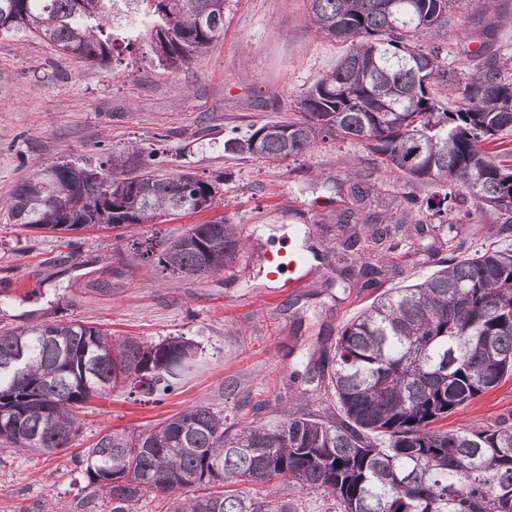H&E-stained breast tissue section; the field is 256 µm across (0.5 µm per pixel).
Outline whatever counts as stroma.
Instances as JSON below:
<instances>
[{
    "instance_id": "1",
    "label": "stroma",
    "mask_w": 512,
    "mask_h": 512,
    "mask_svg": "<svg viewBox=\"0 0 512 512\" xmlns=\"http://www.w3.org/2000/svg\"><path fill=\"white\" fill-rule=\"evenodd\" d=\"M459 76L486 61L512 66V0L490 8L457 0L447 26L427 38ZM344 45L318 31L307 0H228L224 35L178 69L158 64L148 43L117 48L102 66L62 54L36 36L0 33V199L18 181L62 162L98 165L133 144L165 170L218 181L208 211L162 224L80 231L28 229L0 211V333L39 323L85 321L112 335L158 343L183 337L201 354L174 389L141 401L128 389L90 398L69 447L40 456L0 447V512H112L87 488L83 452L113 429L143 431L193 405L236 423L270 410L314 413L323 398L291 381L326 339L377 291L423 281L448 248L440 233L416 235L414 219L392 227L398 244H369L366 263L382 267L377 289L340 277L339 214L353 200L342 187L358 181L406 206L429 186L385 172L361 144L319 140L299 158L240 159L224 141L251 126L296 116L295 105L332 70ZM224 217L244 249L224 272L178 277L145 256L150 244L191 225ZM308 276L296 287L270 280L265 252L305 251ZM512 422V373L453 411L444 426L476 430Z\"/></svg>"
}]
</instances>
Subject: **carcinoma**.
Masks as SVG:
<instances>
[{
  "label": "carcinoma",
  "instance_id": "carcinoma-1",
  "mask_svg": "<svg viewBox=\"0 0 512 512\" xmlns=\"http://www.w3.org/2000/svg\"><path fill=\"white\" fill-rule=\"evenodd\" d=\"M141 29L160 65L177 69L224 34L227 0H140ZM319 33L347 44L332 72L298 103L301 118L271 120L224 151L296 160L318 139L357 141L386 171L432 188L429 218L461 221L471 197L512 224V148L487 146L512 129V81L492 65L450 74L422 45L448 24L456 0H308ZM113 0H0V32L28 31L61 52L107 65ZM456 101L441 106L440 90ZM218 187L141 161L135 146L97 167L63 162L19 181L6 201L23 227L79 230L159 224L208 210ZM241 248L216 218L166 241L157 266L171 275L223 272ZM420 283L389 288L323 347L301 382L335 399L323 413L285 411L233 424L195 405L138 434L102 435L81 458L87 486L133 512L140 500L200 486L180 512H299L319 493L336 512H512V425L448 432L431 424L512 372V246L462 253ZM198 349L146 343L85 322L42 323L0 334V442L46 455L67 448L77 413L118 385L142 397L170 390ZM265 484L263 497L236 486Z\"/></svg>",
  "mask_w": 512,
  "mask_h": 512
}]
</instances>
